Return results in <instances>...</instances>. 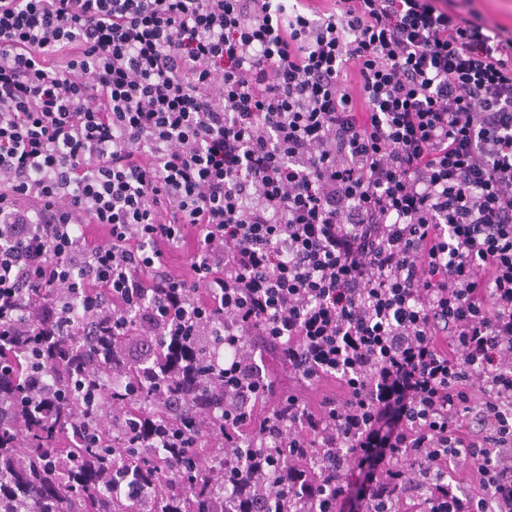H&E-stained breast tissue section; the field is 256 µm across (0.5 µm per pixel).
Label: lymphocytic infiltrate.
<instances>
[{"label": "lymphocytic infiltrate", "mask_w": 512, "mask_h": 512, "mask_svg": "<svg viewBox=\"0 0 512 512\" xmlns=\"http://www.w3.org/2000/svg\"><path fill=\"white\" fill-rule=\"evenodd\" d=\"M474 3L0 0V324L222 335L215 512H344L365 466L363 512H512V30ZM255 336L340 392L278 395ZM197 247V242L192 240L186 244L174 247L165 254L166 264L178 274L187 275L189 272L188 258Z\"/></svg>", "instance_id": "lymphocytic-infiltrate-1"}]
</instances>
